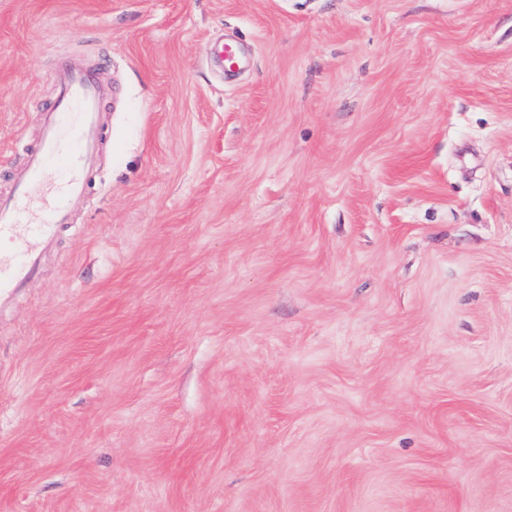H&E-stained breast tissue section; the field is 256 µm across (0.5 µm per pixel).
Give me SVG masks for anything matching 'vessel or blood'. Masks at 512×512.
Wrapping results in <instances>:
<instances>
[{"label":"vessel or blood","instance_id":"1","mask_svg":"<svg viewBox=\"0 0 512 512\" xmlns=\"http://www.w3.org/2000/svg\"><path fill=\"white\" fill-rule=\"evenodd\" d=\"M56 80L58 94L45 114L40 144L15 171L13 194L0 196V297L24 287L35 274L42 250L53 241L57 225L68 223L70 205L84 195L87 175L95 164L106 90L94 75L81 70H61ZM56 172L62 178L55 186L53 205L41 221L20 228L21 196ZM22 231L27 234L25 246L4 251V244Z\"/></svg>","mask_w":512,"mask_h":512}]
</instances>
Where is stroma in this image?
<instances>
[{"mask_svg": "<svg viewBox=\"0 0 512 512\" xmlns=\"http://www.w3.org/2000/svg\"><path fill=\"white\" fill-rule=\"evenodd\" d=\"M62 67L0 512H512V0H0V195ZM58 94L45 112L38 148L14 173V192L0 195V245L14 241L21 229L19 203L31 186L54 172L63 178L55 186V200L43 219L26 228L27 244L16 252L0 250V298L22 288L35 274L42 250L54 239L58 224L69 222L72 201L82 197L87 174L94 167L101 140L100 112L105 88L85 71L62 69L56 77Z\"/></svg>", "mask_w": 512, "mask_h": 512, "instance_id": "obj_1", "label": "stroma"}]
</instances>
